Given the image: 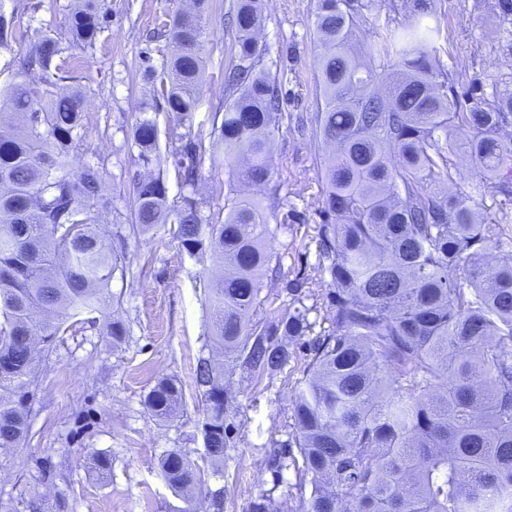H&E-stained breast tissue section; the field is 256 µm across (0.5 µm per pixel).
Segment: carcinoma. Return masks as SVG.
I'll return each mask as SVG.
<instances>
[{
    "mask_svg": "<svg viewBox=\"0 0 512 512\" xmlns=\"http://www.w3.org/2000/svg\"><path fill=\"white\" fill-rule=\"evenodd\" d=\"M491 9L512 55V0ZM210 17L211 0H190L168 25L169 59L144 72L184 132L167 157L157 122L136 119L137 162L149 174L134 182L131 213L141 232L169 224L182 251L214 261L208 326L224 362L210 353L194 368L204 458L217 474L239 441L228 364L279 372L303 337L310 360L293 392L291 440L272 459L278 482L290 469L309 478L294 512H512V260H486L490 247L512 245V233L479 220L472 205L512 201V67L459 91L437 57L436 0H315L322 105L308 122L328 150L316 278L286 281V312L255 321L263 279L281 267L272 240L297 220L250 193L276 170L280 86L258 70L259 0H234L224 111L208 130L194 128ZM105 23L98 0H75L69 42L93 49ZM26 41L19 71L0 85V113L10 116L0 121V448L28 436L37 344L77 317L96 322L121 263L98 231L102 171L71 155L84 112L81 94L62 90L67 48L21 28L0 0V47ZM459 150L477 179L450 193ZM206 158L229 175L224 207L208 212L196 199ZM171 173L186 190L179 206L168 202ZM312 283L328 321L318 332L305 304ZM183 401L167 377L145 396L161 419ZM160 465L191 503L204 483L198 463L173 449Z\"/></svg>",
    "mask_w": 512,
    "mask_h": 512,
    "instance_id": "obj_1",
    "label": "carcinoma"
}]
</instances>
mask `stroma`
Masks as SVG:
<instances>
[{"instance_id": "obj_1", "label": "stroma", "mask_w": 512, "mask_h": 512, "mask_svg": "<svg viewBox=\"0 0 512 512\" xmlns=\"http://www.w3.org/2000/svg\"><path fill=\"white\" fill-rule=\"evenodd\" d=\"M230 3L213 0L207 78L195 117L199 125L208 124L224 102L220 75L233 62L236 40L224 23ZM183 5L184 0H101L107 23L94 51L68 49L74 59L71 84L82 91L85 102L84 126L73 154L104 173L102 194L110 206L99 230L126 265L124 274L112 279L107 311L123 321L127 333L116 343L101 324L77 322L40 354L27 444L17 450L0 448V512H29L27 501L33 497L44 500L47 512H184L187 505L168 487L159 459L172 449L196 460L204 455L192 368L207 350L204 285L211 261L181 252L169 225L144 235L131 226L132 178L140 171L132 140L137 117L144 113L155 119L162 151L172 148L169 118L161 103L153 102L142 73L149 66L161 68L169 51L161 23ZM314 6L315 0L263 2L261 65L283 78L284 118L272 135L278 174L254 194L263 205H277L283 213L293 209L300 217L277 235L281 275L266 280V302L258 311L270 321L287 307L284 277L315 264L311 235L320 221L317 145L310 128L296 122L315 112L319 101ZM0 7L22 24L65 33L69 0H0ZM440 9L447 30L440 56L453 78L503 70L505 56L487 0H441ZM292 350L277 374L238 368L231 376L238 393L240 442L228 449L223 474L206 478L211 489H223L224 512H249L266 491L277 510L298 503L290 494L298 475L286 472L284 485L277 487L268 467L278 442L288 438L291 395L308 360L300 343H293ZM162 377L180 381L186 397L183 414L168 422L154 418L144 405L145 395ZM96 453L112 460L111 474L103 481L90 468Z\"/></svg>"}]
</instances>
